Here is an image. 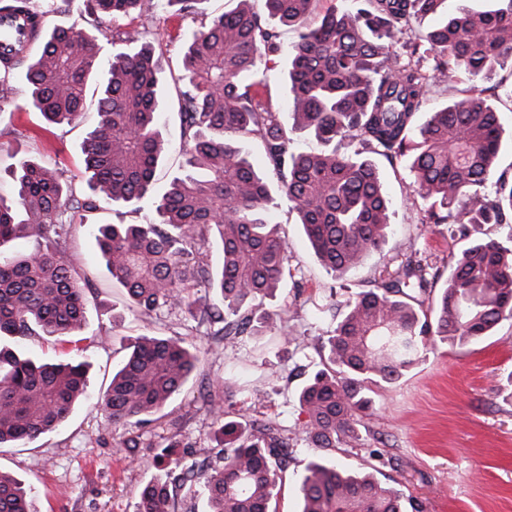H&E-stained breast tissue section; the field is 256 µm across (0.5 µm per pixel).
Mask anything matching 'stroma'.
Returning a JSON list of instances; mask_svg holds the SVG:
<instances>
[{"label":"stroma","instance_id":"stroma-1","mask_svg":"<svg viewBox=\"0 0 512 512\" xmlns=\"http://www.w3.org/2000/svg\"><path fill=\"white\" fill-rule=\"evenodd\" d=\"M196 13L170 15L155 9L146 20L148 38L164 68L161 108L169 142L157 190H165L183 160L176 78L182 68L183 38L201 21ZM295 34L281 29L282 52L268 73V93L284 126H291V101L283 78L287 47ZM488 96L508 136L499 167L512 168V67L503 66ZM25 86L14 77L0 90V194L10 191L5 170L14 157L45 161L60 171L76 193L86 190L82 143L98 123L97 96L88 94L77 125L45 127L39 113L23 108ZM391 200L393 232L378 251L342 278L332 279L314 258L298 215L279 200L274 223L288 242L290 275L274 301L287 310L284 330L264 328L237 343H217L206 326L191 325L177 312L144 313L133 308L124 288L113 283L95 246L94 224H139L145 211L112 205L68 228L65 256L91 285L82 331L89 364L88 396L57 430L13 448H0V470L31 488L38 512H136L143 485L156 473V445L174 444L177 454L218 464L212 409L270 422L288 436V460L278 485L277 512H299V477L311 458L303 428L307 416L296 399L304 377L299 368L318 356L311 343L333 328L322 304L344 301L371 288L383 271L407 259L429 273L447 277L448 264L462 248L447 224L423 221L425 206L413 193L407 158L374 156ZM183 339L198 350L197 376L190 378L161 412L139 428L109 424L98 397L123 361L127 338ZM359 440L333 451L349 469H375L378 479L424 501L426 512H512V319L491 335L464 345H429L420 361L398 381L374 387ZM139 447H127L131 438Z\"/></svg>","mask_w":512,"mask_h":512}]
</instances>
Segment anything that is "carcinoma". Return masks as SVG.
<instances>
[{
    "mask_svg": "<svg viewBox=\"0 0 512 512\" xmlns=\"http://www.w3.org/2000/svg\"><path fill=\"white\" fill-rule=\"evenodd\" d=\"M314 0H265L270 14L297 30L288 50L285 79L293 99V124L263 101L261 66L281 51L278 32L251 6L205 17L186 39L179 107L185 144L182 172L155 191L167 142L160 120V65L144 31L122 33L107 74L96 78L104 40L115 45L109 21H144L152 0H90L89 31L44 28L29 13L30 0H7L29 15L39 49L29 57L0 52V82L25 70L23 108L49 125L74 123L86 105L91 80L98 85L101 120L83 143L90 194L79 197L52 169L20 158L7 174L10 197L0 196V249L33 238L27 254L0 257V339L24 338L38 326L60 349L39 361L0 347V448L34 440L62 425L87 390L81 360L86 286L64 256L65 225L100 205L150 206L141 224H101L94 232L112 280L144 312L175 309L199 324L223 327L224 339L250 334L254 324L280 318L270 301L288 273V243L271 223L267 173L300 224L318 262L343 276L389 234L390 200L375 164L328 148L336 138L361 140L369 153L410 158L414 192L426 222L454 224L466 241L426 316L435 279L408 259L374 287L333 314L335 326L315 338L321 368L301 386L297 400L308 421L313 450L300 478V512H424L418 499L370 472L340 468L329 451L358 440L362 414L372 407L371 386L400 379L437 340L465 344L512 319V248L472 239L476 224L512 223V170L495 174L502 145L499 112L475 86L417 123L430 89L442 82L489 79L512 61V0L479 11L447 0H356L327 11L314 27L304 19ZM416 15H439L427 33L414 35ZM313 135L322 149L291 151L290 130ZM258 139L268 168L254 166L232 143L238 134ZM492 191H486L487 184ZM221 246L212 267L211 242ZM216 290L222 306H200L194 289ZM100 396L110 423L145 425L188 381L199 357L179 339L138 337ZM216 437L224 448L219 469L157 454L164 474L139 494L138 512H176L174 502L193 482L205 512H274L278 471L288 438L271 423L232 419L217 409ZM0 512H37L31 492L0 472Z\"/></svg>",
    "mask_w": 512,
    "mask_h": 512,
    "instance_id": "1",
    "label": "carcinoma"
}]
</instances>
